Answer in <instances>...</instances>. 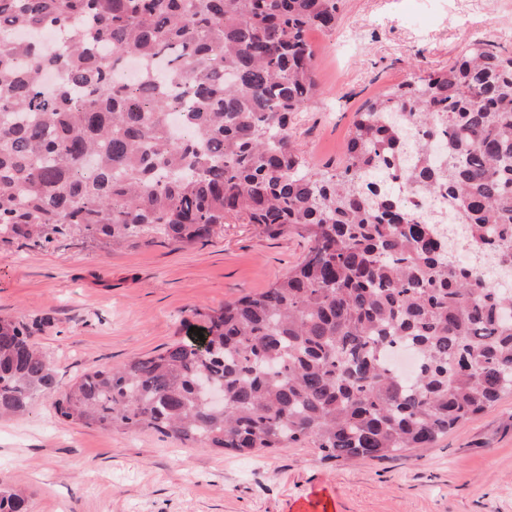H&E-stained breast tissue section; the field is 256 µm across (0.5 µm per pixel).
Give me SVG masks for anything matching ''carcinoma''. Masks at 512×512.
Listing matches in <instances>:
<instances>
[{
	"mask_svg": "<svg viewBox=\"0 0 512 512\" xmlns=\"http://www.w3.org/2000/svg\"><path fill=\"white\" fill-rule=\"evenodd\" d=\"M339 2L0 0L1 242L185 248L234 220L308 243L270 288L205 314V353L178 342L88 371L55 401L61 418L240 456L312 439L347 462L431 444L512 393V294L404 203L448 199L469 243L512 267V56L478 41L366 100L345 159L320 172L290 120L319 92L308 31L333 28ZM49 30L66 39L57 54ZM132 56L143 74L128 87L116 74ZM407 123L421 131L410 156ZM436 143L442 168L423 162ZM378 169L400 171V194ZM33 334L0 318V417L57 389ZM401 344L421 356L412 379L387 365ZM0 512L26 501L0 487Z\"/></svg>",
	"mask_w": 512,
	"mask_h": 512,
	"instance_id": "obj_1",
	"label": "carcinoma"
}]
</instances>
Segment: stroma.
<instances>
[{
	"label": "stroma",
	"instance_id": "1",
	"mask_svg": "<svg viewBox=\"0 0 512 512\" xmlns=\"http://www.w3.org/2000/svg\"><path fill=\"white\" fill-rule=\"evenodd\" d=\"M308 39L319 93L290 127L307 164L332 171L365 100L476 40L512 53V0H342L335 29ZM307 249L255 224L184 249L81 235L0 243V315L50 319L34 339L63 391L88 370L195 342L204 314L269 288ZM54 401L0 419V485L23 494L27 512H512V394L427 447L349 463L310 441L243 458L88 428L57 416Z\"/></svg>",
	"mask_w": 512,
	"mask_h": 512
}]
</instances>
